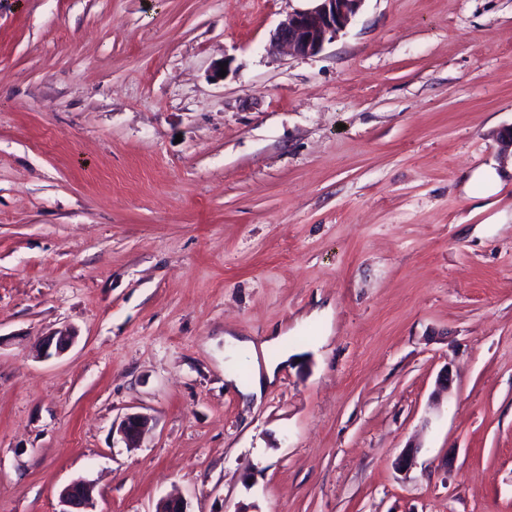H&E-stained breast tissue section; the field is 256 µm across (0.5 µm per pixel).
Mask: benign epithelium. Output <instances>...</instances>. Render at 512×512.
Here are the masks:
<instances>
[{"instance_id": "obj_1", "label": "benign epithelium", "mask_w": 512, "mask_h": 512, "mask_svg": "<svg viewBox=\"0 0 512 512\" xmlns=\"http://www.w3.org/2000/svg\"><path fill=\"white\" fill-rule=\"evenodd\" d=\"M315 5L297 10L280 22L271 37V47H285L300 56L318 54L325 43L345 30L359 13L365 0H313ZM72 331L44 337L42 357L50 359L66 353L75 342ZM454 384L452 369L444 367L436 379L434 395L440 397L451 391ZM148 425L143 413H129L112 427L128 448L139 445ZM62 509L59 512H94L93 486L77 480L65 487L59 495Z\"/></svg>"}]
</instances>
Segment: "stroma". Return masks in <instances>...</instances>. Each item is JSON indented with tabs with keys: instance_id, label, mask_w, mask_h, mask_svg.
<instances>
[{
	"instance_id": "35a3bbf8",
	"label": "stroma",
	"mask_w": 512,
	"mask_h": 512,
	"mask_svg": "<svg viewBox=\"0 0 512 512\" xmlns=\"http://www.w3.org/2000/svg\"><path fill=\"white\" fill-rule=\"evenodd\" d=\"M306 6L0 0V512H512V0ZM313 7L297 10L280 22L271 37V47H285L300 56L318 54L325 43L345 30L365 0H306ZM76 337L72 331L44 337L41 344L42 357L50 359L63 355L72 347ZM148 425V417L143 413H129L112 430L117 432L128 448H136ZM93 489L88 481L72 482L60 492L59 499L63 508L59 512H95Z\"/></svg>"
}]
</instances>
